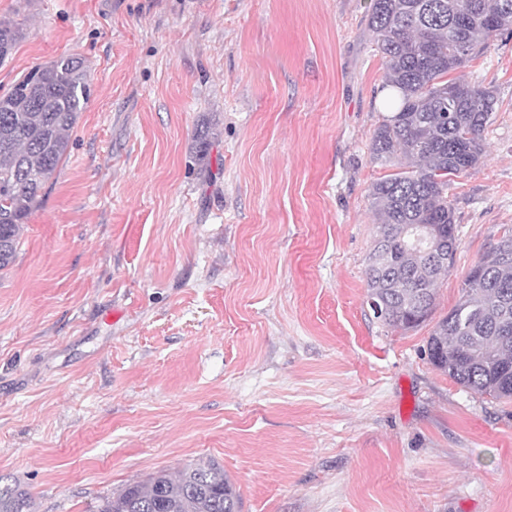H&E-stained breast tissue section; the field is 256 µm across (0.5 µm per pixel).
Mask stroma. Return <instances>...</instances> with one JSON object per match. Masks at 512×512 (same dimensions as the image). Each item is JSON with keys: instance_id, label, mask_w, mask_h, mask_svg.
<instances>
[{"instance_id": "obj_1", "label": "stroma", "mask_w": 512, "mask_h": 512, "mask_svg": "<svg viewBox=\"0 0 512 512\" xmlns=\"http://www.w3.org/2000/svg\"><path fill=\"white\" fill-rule=\"evenodd\" d=\"M370 0H0V87L82 57L91 97L0 271V481L95 512L218 461L241 512H512V401L367 305L370 147L386 111ZM487 153L451 179L435 315L512 229V30ZM23 35L20 27L10 22L0 21V62L11 55Z\"/></svg>"}]
</instances>
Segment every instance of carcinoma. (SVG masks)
I'll use <instances>...</instances> for the list:
<instances>
[{"label": "carcinoma", "instance_id": "1", "mask_svg": "<svg viewBox=\"0 0 512 512\" xmlns=\"http://www.w3.org/2000/svg\"><path fill=\"white\" fill-rule=\"evenodd\" d=\"M368 27L387 85L401 104L374 132L373 159L399 171L370 188L379 231L368 256L367 303L383 325L415 329L435 312L436 284L457 249L449 177L475 167L495 90L448 78L512 28V0H372ZM23 30L0 21V62ZM79 57L37 65L0 93V270L67 156L90 96ZM467 288L426 340L429 363L455 383L512 398V232L469 270ZM28 492L0 488V512H31ZM239 492L218 462L200 459L102 498L98 512H240Z\"/></svg>", "mask_w": 512, "mask_h": 512}]
</instances>
